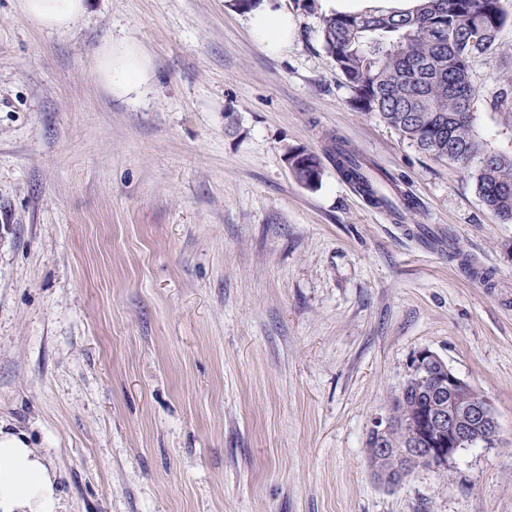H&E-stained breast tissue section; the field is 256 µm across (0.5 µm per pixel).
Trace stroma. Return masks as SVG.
Masks as SVG:
<instances>
[{
	"mask_svg": "<svg viewBox=\"0 0 512 512\" xmlns=\"http://www.w3.org/2000/svg\"><path fill=\"white\" fill-rule=\"evenodd\" d=\"M502 5L469 76L475 134L510 155ZM288 6L270 56L227 0H91L66 32L0 0V427L37 448L60 512H512V224L356 111L318 0ZM123 37L156 69L136 99L92 73ZM336 136L415 210L368 204ZM298 149L322 158L316 188ZM424 349L490 399L499 440L390 487L367 437ZM288 165L305 187L315 188L321 182L323 169L314 152L304 149L291 152L288 155Z\"/></svg>",
	"mask_w": 512,
	"mask_h": 512,
	"instance_id": "obj_1",
	"label": "stroma"
}]
</instances>
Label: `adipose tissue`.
Instances as JSON below:
<instances>
[{
	"label": "adipose tissue",
	"instance_id": "1",
	"mask_svg": "<svg viewBox=\"0 0 512 512\" xmlns=\"http://www.w3.org/2000/svg\"><path fill=\"white\" fill-rule=\"evenodd\" d=\"M418 0H319L321 11L361 15L408 12ZM25 16L39 27L64 32L88 11V0H23ZM254 42L265 53L287 50L296 21L283 0H255L248 16ZM93 74L112 95L130 97L149 88L154 79L151 55L137 41L109 39L98 49ZM53 475L24 435L0 428V512H58Z\"/></svg>",
	"mask_w": 512,
	"mask_h": 512
}]
</instances>
